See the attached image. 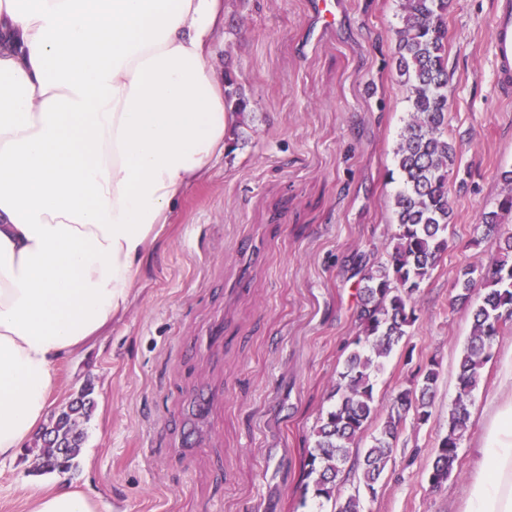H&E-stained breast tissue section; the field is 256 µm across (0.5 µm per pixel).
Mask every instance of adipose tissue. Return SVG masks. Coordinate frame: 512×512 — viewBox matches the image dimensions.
Here are the masks:
<instances>
[{"label": "adipose tissue", "instance_id": "adipose-tissue-1", "mask_svg": "<svg viewBox=\"0 0 512 512\" xmlns=\"http://www.w3.org/2000/svg\"><path fill=\"white\" fill-rule=\"evenodd\" d=\"M224 0H0V464L39 434L60 360L132 301L148 247L227 150L210 56ZM464 512H512V398ZM31 512H99L28 488Z\"/></svg>", "mask_w": 512, "mask_h": 512}]
</instances>
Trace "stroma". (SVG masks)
<instances>
[{
  "label": "stroma",
  "mask_w": 512,
  "mask_h": 512,
  "mask_svg": "<svg viewBox=\"0 0 512 512\" xmlns=\"http://www.w3.org/2000/svg\"><path fill=\"white\" fill-rule=\"evenodd\" d=\"M497 2H450L449 135L467 184L376 400L388 406L429 360L440 375L430 419H406L365 512H462L488 403L512 394L500 386L511 331L483 369L452 476L432 486L472 326L471 307L453 301L455 278L487 263L475 228L512 169V101L499 94L491 51ZM335 4L323 29L314 0H224L211 65L246 103L230 121L233 149L176 203L127 314L58 366L55 407L86 387L95 401L65 478L109 512L333 510L306 490L301 464L356 333L348 260H385L396 230L389 172L409 115L394 58L398 0ZM34 454L25 446L0 467V512H30L26 484L50 481Z\"/></svg>",
  "instance_id": "obj_1"
}]
</instances>
